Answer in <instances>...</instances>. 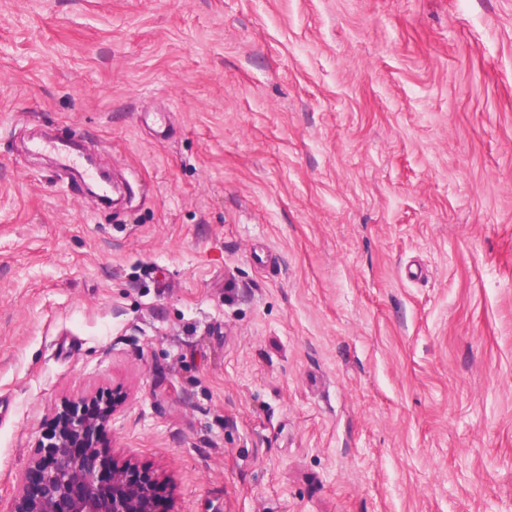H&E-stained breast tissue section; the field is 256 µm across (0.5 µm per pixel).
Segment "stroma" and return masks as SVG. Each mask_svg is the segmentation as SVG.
<instances>
[{"instance_id": "1", "label": "stroma", "mask_w": 512, "mask_h": 512, "mask_svg": "<svg viewBox=\"0 0 512 512\" xmlns=\"http://www.w3.org/2000/svg\"><path fill=\"white\" fill-rule=\"evenodd\" d=\"M112 389L173 512H512V0H0V512Z\"/></svg>"}]
</instances>
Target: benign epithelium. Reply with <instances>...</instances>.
Listing matches in <instances>:
<instances>
[{
    "label": "benign epithelium",
    "mask_w": 512,
    "mask_h": 512,
    "mask_svg": "<svg viewBox=\"0 0 512 512\" xmlns=\"http://www.w3.org/2000/svg\"><path fill=\"white\" fill-rule=\"evenodd\" d=\"M119 407L97 393L62 406L37 440L10 512H171L154 471L130 459L110 461L98 448Z\"/></svg>",
    "instance_id": "7a95c632"
}]
</instances>
